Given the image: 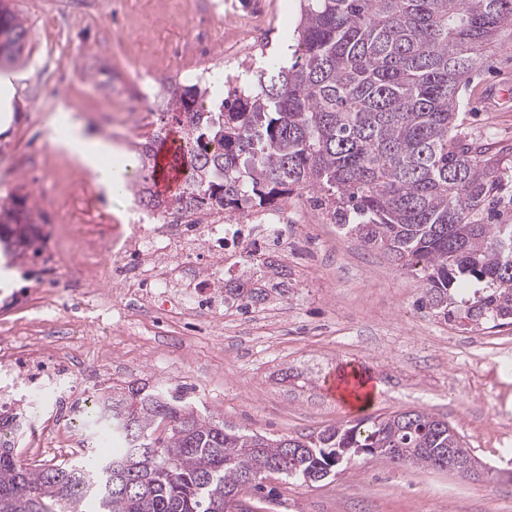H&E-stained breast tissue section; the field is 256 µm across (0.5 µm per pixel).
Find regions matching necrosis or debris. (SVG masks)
<instances>
[{"label":"necrosis or debris","instance_id":"4bbe7bcc","mask_svg":"<svg viewBox=\"0 0 512 512\" xmlns=\"http://www.w3.org/2000/svg\"><path fill=\"white\" fill-rule=\"evenodd\" d=\"M135 83L136 93L120 98V124L131 135L159 109L154 70L142 69ZM287 222L281 208L246 214L239 224L216 211L151 209L134 196L120 223L49 225L32 251L37 269L23 257L10 271L0 270V417L20 411L28 420L52 422L66 436H88L94 401L74 368L77 349L67 337L47 341L41 335L64 305L52 287L58 275L81 280L80 325L95 339L111 335L116 325L135 329L145 308L181 317L216 314L226 273L265 278L284 272ZM132 257L140 270L135 288L115 289L103 301V286ZM18 278L24 287H15Z\"/></svg>","mask_w":512,"mask_h":512}]
</instances>
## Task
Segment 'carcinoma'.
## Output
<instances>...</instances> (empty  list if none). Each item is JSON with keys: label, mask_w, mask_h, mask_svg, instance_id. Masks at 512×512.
Returning a JSON list of instances; mask_svg holds the SVG:
<instances>
[{"label": "carcinoma", "mask_w": 512, "mask_h": 512, "mask_svg": "<svg viewBox=\"0 0 512 512\" xmlns=\"http://www.w3.org/2000/svg\"><path fill=\"white\" fill-rule=\"evenodd\" d=\"M290 60L256 71L247 91L196 101L212 84L166 85L181 133L182 189L148 187L161 127L144 142L150 207L270 208L295 189L320 195L332 223L420 275L422 306L464 329L512 325V159L462 137L460 92L512 47V0H299ZM30 27L0 0V66L17 62ZM37 223L24 199L0 201V247L24 250ZM231 299L262 292L228 288ZM97 429L117 447L48 465L0 447V512H229L277 475L314 484L359 456L445 470L463 436L406 409L318 433L270 438L224 427L164 387L130 383L100 398Z\"/></svg>", "instance_id": "1"}]
</instances>
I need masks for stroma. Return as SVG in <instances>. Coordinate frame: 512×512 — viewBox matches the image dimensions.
Listing matches in <instances>:
<instances>
[{
    "label": "stroma",
    "instance_id": "1",
    "mask_svg": "<svg viewBox=\"0 0 512 512\" xmlns=\"http://www.w3.org/2000/svg\"><path fill=\"white\" fill-rule=\"evenodd\" d=\"M211 0H124L122 33L112 25L66 24V57L51 56L47 14L65 13L66 0H10L31 29L25 61L7 72L12 91L0 98V197L18 193L25 205L66 224L120 218L128 195L97 207L78 191L81 168L52 153L37 122L67 110L103 141L112 139L116 86L131 88L152 66L159 77L175 68L223 71L243 77L262 64L281 35L293 34L298 0H231L217 33L240 40L233 61L218 43L193 46L191 22ZM180 57H171L172 47ZM467 137L512 149V50L492 56L462 91ZM283 204L299 217L288 258V282L266 291L263 309H277L268 325L226 306L236 319L222 341L205 321L171 322L148 313L149 335L122 327L111 339L83 348L86 367L114 351L121 366L114 386L131 381L193 396L226 427L267 437L309 434L401 409L447 419L488 469L473 479L452 472L394 468L362 457L315 485L268 478L274 501L247 495L258 512H512V328L462 331L457 322L418 307L416 272L361 245L327 220L313 194L298 190ZM358 370L378 392L365 408L345 403L331 383Z\"/></svg>",
    "mask_w": 512,
    "mask_h": 512
}]
</instances>
